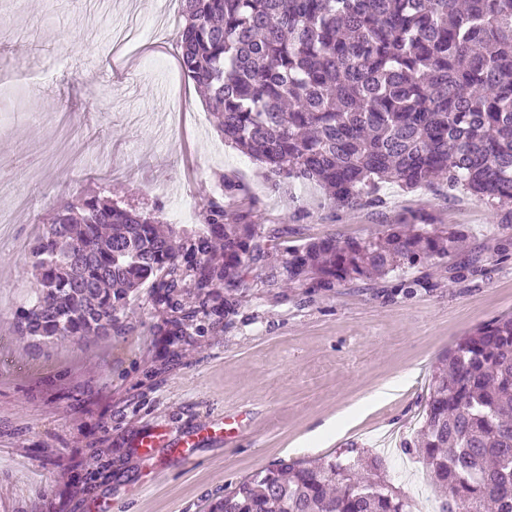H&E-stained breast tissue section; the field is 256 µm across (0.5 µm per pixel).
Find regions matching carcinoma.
Here are the masks:
<instances>
[{"instance_id": "1", "label": "carcinoma", "mask_w": 512, "mask_h": 512, "mask_svg": "<svg viewBox=\"0 0 512 512\" xmlns=\"http://www.w3.org/2000/svg\"><path fill=\"white\" fill-rule=\"evenodd\" d=\"M179 65L217 136L272 189L317 183L333 204L380 207L382 183L467 191L512 224V0H181ZM191 231L99 194L57 198L31 247L37 288L13 315L32 352L124 336L146 291L170 312L158 335L199 336L237 313L258 271L315 292L383 279L453 253L462 234L426 214L368 239L277 243L260 200L215 174ZM228 293L223 295L219 289ZM445 512H512V314L463 337L431 374L413 441ZM361 451L280 460L208 512H412Z\"/></svg>"}]
</instances>
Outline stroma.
Masks as SVG:
<instances>
[{
  "label": "stroma",
  "mask_w": 512,
  "mask_h": 512,
  "mask_svg": "<svg viewBox=\"0 0 512 512\" xmlns=\"http://www.w3.org/2000/svg\"><path fill=\"white\" fill-rule=\"evenodd\" d=\"M151 38L121 49L118 36L158 14ZM0 70L22 69L24 102L0 88V512H203L225 490L281 459L329 460L383 452L407 497L429 478L414 439L428 378L458 341L512 314V224L486 201L447 185H384L382 207L329 204L314 184L269 189L258 163L225 145L202 98L179 69L180 0H0ZM235 175L261 200L256 221L300 246L329 235L372 238L422 211L462 229L461 251L407 269L410 285L358 281L329 291L238 290L224 327L179 343L158 360L167 318L146 295L130 304V331L28 352L13 313L33 291L29 245L62 194L108 192L158 209L171 223L183 196L203 204L215 173ZM396 390L337 438L304 449L311 432L376 388ZM229 415L245 437L194 449L195 462L155 468L135 439H174Z\"/></svg>",
  "instance_id": "1"
}]
</instances>
